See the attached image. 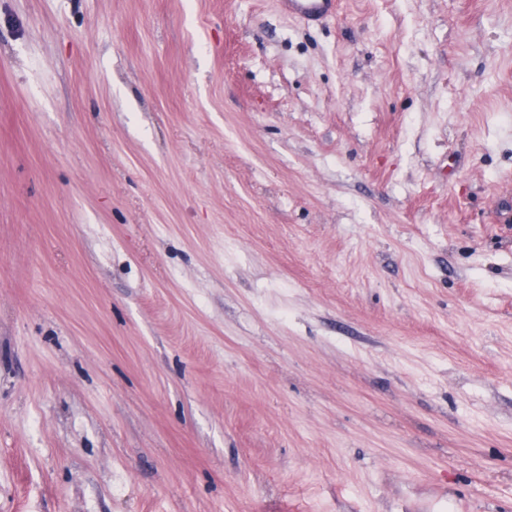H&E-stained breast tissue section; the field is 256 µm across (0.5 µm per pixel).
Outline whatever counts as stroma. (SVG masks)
<instances>
[{"label":"stroma","mask_w":512,"mask_h":512,"mask_svg":"<svg viewBox=\"0 0 512 512\" xmlns=\"http://www.w3.org/2000/svg\"><path fill=\"white\" fill-rule=\"evenodd\" d=\"M0 512H512V0H0ZM289 13L305 21H321L336 12L337 0H285Z\"/></svg>","instance_id":"35a3bbf8"}]
</instances>
